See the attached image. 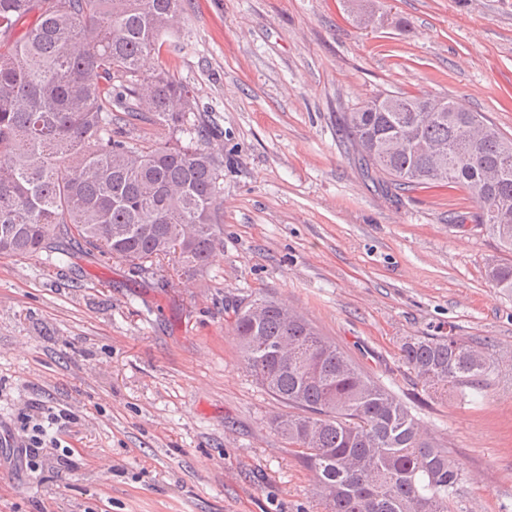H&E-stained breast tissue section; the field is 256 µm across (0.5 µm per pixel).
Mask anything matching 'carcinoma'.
<instances>
[{"label": "carcinoma", "mask_w": 512, "mask_h": 512, "mask_svg": "<svg viewBox=\"0 0 512 512\" xmlns=\"http://www.w3.org/2000/svg\"><path fill=\"white\" fill-rule=\"evenodd\" d=\"M187 0H0V255L62 239L139 272L166 258L191 277L222 247L224 165L198 145L195 96L149 67ZM147 119L191 142L132 143ZM362 172L402 191L468 193L510 254L488 267L512 293V138L451 98L376 95L345 113ZM243 367L285 410L271 428L315 478L327 512H454L463 470L410 407L287 305L234 311ZM403 365L430 392L479 391L495 370L458 336H409Z\"/></svg>", "instance_id": "1"}]
</instances>
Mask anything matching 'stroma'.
<instances>
[{
    "label": "stroma",
    "mask_w": 512,
    "mask_h": 512,
    "mask_svg": "<svg viewBox=\"0 0 512 512\" xmlns=\"http://www.w3.org/2000/svg\"><path fill=\"white\" fill-rule=\"evenodd\" d=\"M189 0L187 85L224 158V249L192 279L69 244L0 257V434L27 405L69 411L60 471L0 465V512H324L312 473L269 426L280 403L243 368L235 307L287 302L442 438L466 477L455 512H512V294L478 204L364 177L340 118L379 92L446 96L512 137V0ZM481 343L483 396L424 390L407 336ZM488 276L496 288L512 293V259H497L488 267Z\"/></svg>",
    "instance_id": "obj_1"
}]
</instances>
